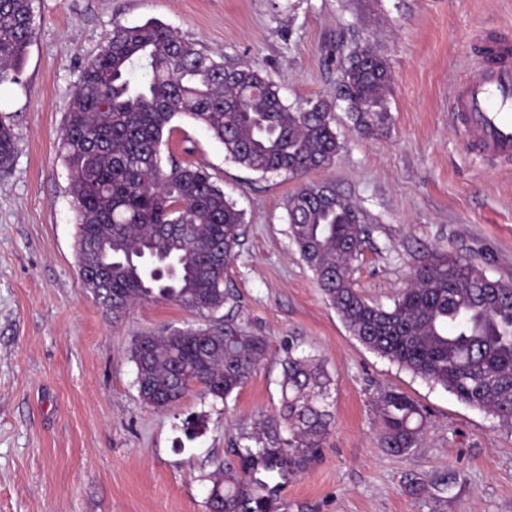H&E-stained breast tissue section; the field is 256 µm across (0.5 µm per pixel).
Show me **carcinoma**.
I'll use <instances>...</instances> for the list:
<instances>
[{
    "instance_id": "1",
    "label": "carcinoma",
    "mask_w": 512,
    "mask_h": 512,
    "mask_svg": "<svg viewBox=\"0 0 512 512\" xmlns=\"http://www.w3.org/2000/svg\"><path fill=\"white\" fill-rule=\"evenodd\" d=\"M33 38L31 0H0V85L17 79ZM339 93L355 128L384 132L387 60L369 45L338 49ZM332 105L284 102L279 87L249 63L216 60L157 20L112 30L83 67L61 133L75 220L82 286L119 322L135 301L163 299L203 323L140 336L132 347L135 384L156 409L191 388L227 399L255 374L266 337L222 313L231 295L224 271L236 258L243 213L205 167L163 165L160 145L172 121L204 127L242 167L301 180L285 205L289 234L329 305L365 348L452 392L466 405L512 428V283L489 278L462 255L437 251L413 273L390 307L354 287L364 217L329 182L308 174L333 166L340 145ZM16 149L0 121V167ZM331 379L310 357L283 361L277 415L240 434L235 452L264 478L218 466L209 512H277L267 480L303 470L323 447L334 416ZM382 445L408 453L427 414L407 395L375 401Z\"/></svg>"
}]
</instances>
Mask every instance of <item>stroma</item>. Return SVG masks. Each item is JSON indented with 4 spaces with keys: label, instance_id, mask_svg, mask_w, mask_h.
<instances>
[{
    "label": "stroma",
    "instance_id": "obj_1",
    "mask_svg": "<svg viewBox=\"0 0 512 512\" xmlns=\"http://www.w3.org/2000/svg\"><path fill=\"white\" fill-rule=\"evenodd\" d=\"M34 37L0 119L17 136L0 169V512H208L218 464L240 467L243 427L276 412L282 362L320 360L334 424L299 473L269 483L279 512H512V430L441 386L366 349L326 301L288 234L298 180L261 175L181 118L165 159L204 166L244 215L224 274L227 308L271 347L249 382L221 400L194 389L167 409L141 400L135 337L195 323L175 303H134L120 322L83 288L65 115L88 59L115 27L156 19L215 58L259 66L287 104H333L341 150L333 182L365 215L354 283L391 306L432 253L466 256L512 283V168L487 170L448 123L454 80L478 38H512V0H32ZM370 44L390 66V119L358 134L338 98L336 49ZM427 412L407 454L381 446L374 411L388 390ZM455 474L450 490L441 479Z\"/></svg>",
    "mask_w": 512,
    "mask_h": 512
}]
</instances>
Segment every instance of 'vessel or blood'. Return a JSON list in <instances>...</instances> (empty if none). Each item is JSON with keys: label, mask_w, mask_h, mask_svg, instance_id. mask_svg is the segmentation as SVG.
Here are the masks:
<instances>
[{"label": "vessel or blood", "mask_w": 512, "mask_h": 512, "mask_svg": "<svg viewBox=\"0 0 512 512\" xmlns=\"http://www.w3.org/2000/svg\"><path fill=\"white\" fill-rule=\"evenodd\" d=\"M477 75L456 85L448 118L461 148L480 156L486 165H512V44L492 41L471 54Z\"/></svg>", "instance_id": "1"}]
</instances>
